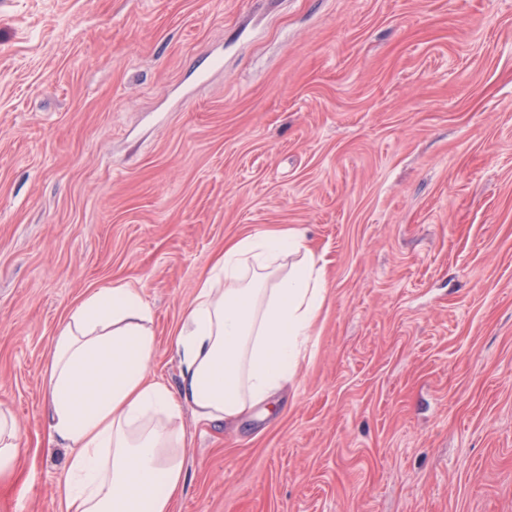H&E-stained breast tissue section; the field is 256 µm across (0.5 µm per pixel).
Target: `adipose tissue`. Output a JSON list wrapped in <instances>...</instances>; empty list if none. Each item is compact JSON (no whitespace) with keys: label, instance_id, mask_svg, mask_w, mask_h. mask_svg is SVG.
Masks as SVG:
<instances>
[{"label":"adipose tissue","instance_id":"1","mask_svg":"<svg viewBox=\"0 0 512 512\" xmlns=\"http://www.w3.org/2000/svg\"><path fill=\"white\" fill-rule=\"evenodd\" d=\"M326 292L302 230L225 245L173 333V385L150 375L157 339L141 294L90 292L60 325L43 375L45 441L69 451L57 512H173L186 480L184 410L232 423L286 392Z\"/></svg>","mask_w":512,"mask_h":512}]
</instances>
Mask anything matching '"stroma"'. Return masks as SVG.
Here are the masks:
<instances>
[{
  "label": "stroma",
  "instance_id": "35a3bbf8",
  "mask_svg": "<svg viewBox=\"0 0 512 512\" xmlns=\"http://www.w3.org/2000/svg\"><path fill=\"white\" fill-rule=\"evenodd\" d=\"M297 228L318 334L281 400L185 413L175 512H512V0H0V512H56L89 292H141L173 385L225 242ZM20 426L9 409L0 407V480L9 478L19 456Z\"/></svg>",
  "mask_w": 512,
  "mask_h": 512
}]
</instances>
